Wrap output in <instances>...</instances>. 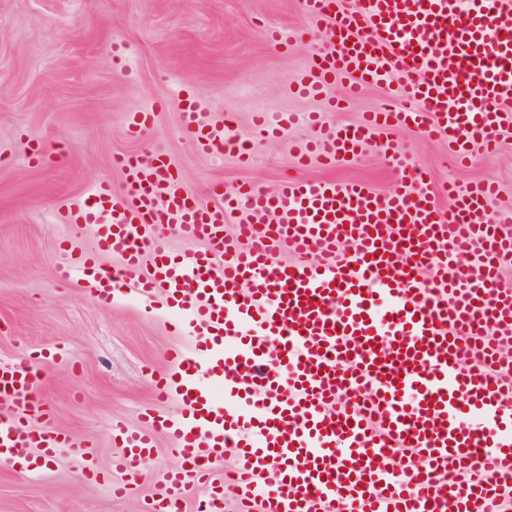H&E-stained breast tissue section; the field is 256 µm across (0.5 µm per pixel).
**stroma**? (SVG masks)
<instances>
[{
    "instance_id": "1",
    "label": "stroma",
    "mask_w": 512,
    "mask_h": 512,
    "mask_svg": "<svg viewBox=\"0 0 512 512\" xmlns=\"http://www.w3.org/2000/svg\"><path fill=\"white\" fill-rule=\"evenodd\" d=\"M310 24L298 0H0V363L67 349L68 361L43 360L40 392L55 423L91 443L102 467L121 451L110 435L112 419L135 425L146 407L184 409L177 396L157 399L154 379L174 373L169 349L194 342L169 314L147 312L135 296L106 307L57 275L61 241L78 249L95 244L91 225L64 223L65 208L101 179L121 190L115 156L165 152L184 189L203 201L215 185L225 192L245 182L271 187L296 174L359 181L380 193L399 185L396 168L377 149L300 169L291 145L310 131L299 124L257 143L245 167L233 156L195 150L181 122L183 90L200 98L228 134L244 136L257 112L274 118L320 111L330 125L357 122L381 105L384 88L399 89L393 76L347 100L336 81L329 93L340 98V109L328 113L321 100L292 93L315 45L306 38L285 51L262 31ZM116 42L130 50L126 80L112 69ZM155 103L153 126L130 138L126 114ZM377 140L400 144L429 171L441 208L450 205L448 182L484 178L499 184L492 209L512 206V129L500 134L496 152L474 151L459 167L451 166L453 146L441 138L409 128L382 131ZM36 149L44 161L28 162ZM170 446L159 436L155 455L142 464L143 482L123 497L81 480L65 453L37 463L34 478L0 465V512H141L175 462Z\"/></svg>"
}]
</instances>
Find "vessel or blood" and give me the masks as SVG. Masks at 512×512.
<instances>
[{"label": "vessel or blood", "mask_w": 512, "mask_h": 512, "mask_svg": "<svg viewBox=\"0 0 512 512\" xmlns=\"http://www.w3.org/2000/svg\"><path fill=\"white\" fill-rule=\"evenodd\" d=\"M326 22L295 85L324 111L336 78L350 90L399 75L401 107L383 106L363 121L327 125L308 116L305 160L333 162L374 146L397 126L455 144L457 161L491 147L512 127V0H299ZM195 148L224 150V129L204 118L192 94L180 101ZM287 120L253 119L252 138L232 153L252 159L255 139L283 132ZM402 174L380 194L363 183L287 178L191 197L166 154L150 163L119 157L121 191L91 186L64 221L97 227V246L65 251L61 279L90 288L105 306L136 290L147 307L177 315L196 339L171 352L176 379H159L184 410L147 408L142 426L110 425L122 452L112 462L113 495L138 487L140 460L157 434L179 464L161 474L162 493L145 512H504L512 489V209L490 211L494 182L455 191L439 209L428 173L388 148ZM237 230L227 236L224 224ZM172 226L206 251L174 254L156 229ZM291 254L274 262L278 251ZM120 258L106 268L100 252ZM206 368L208 380L198 376ZM223 385L235 399L225 410ZM32 361L0 366V462L29 472L33 449L50 459L78 455L80 477L99 471L86 445L58 427L39 397ZM237 453V480L217 473L225 449ZM406 448L397 467L391 451Z\"/></svg>", "instance_id": "obj_1"}]
</instances>
